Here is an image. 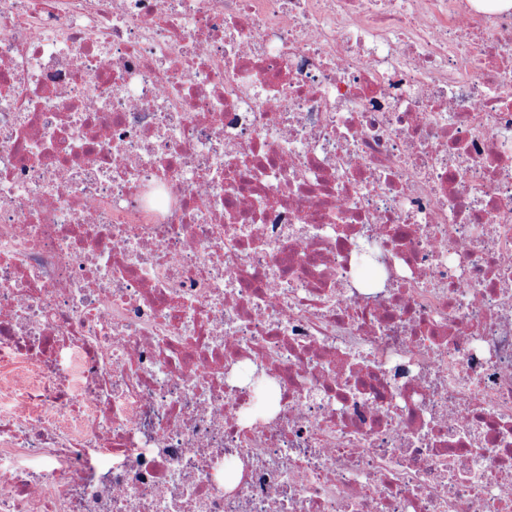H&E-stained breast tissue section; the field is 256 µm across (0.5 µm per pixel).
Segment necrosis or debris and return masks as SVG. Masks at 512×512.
Returning a JSON list of instances; mask_svg holds the SVG:
<instances>
[{"instance_id":"1","label":"necrosis or debris","mask_w":512,"mask_h":512,"mask_svg":"<svg viewBox=\"0 0 512 512\" xmlns=\"http://www.w3.org/2000/svg\"><path fill=\"white\" fill-rule=\"evenodd\" d=\"M0 512H512V7L0 0Z\"/></svg>"}]
</instances>
